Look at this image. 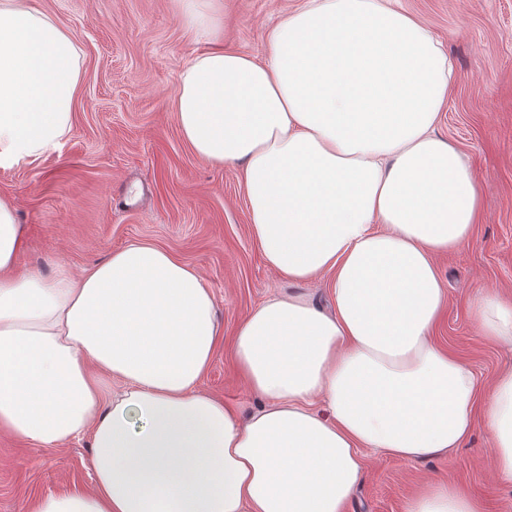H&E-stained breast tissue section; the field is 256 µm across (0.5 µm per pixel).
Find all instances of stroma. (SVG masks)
Masks as SVG:
<instances>
[{
  "mask_svg": "<svg viewBox=\"0 0 512 512\" xmlns=\"http://www.w3.org/2000/svg\"><path fill=\"white\" fill-rule=\"evenodd\" d=\"M427 22L456 68L439 134L471 165L481 192L470 241L437 259L447 295L433 336L489 386L512 370V347L481 336L470 306L481 290L512 303V0H399ZM71 32L81 80L60 151L0 169V197L23 228L15 270L80 275L133 243L163 248L212 291L220 336L199 388L242 413L263 404L240 372L234 335L287 278L263 261L250 233L237 167L199 158L179 130L173 99L206 36L183 22L177 0H31ZM300 0H216L225 46L267 58L269 31ZM484 416L450 456L419 461L367 454L343 512H405L426 482L452 481L484 512H512V487L493 476ZM83 437L36 448L0 431V512L92 483Z\"/></svg>",
  "mask_w": 512,
  "mask_h": 512,
  "instance_id": "35a3bbf8",
  "label": "stroma"
}]
</instances>
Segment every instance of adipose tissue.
Listing matches in <instances>:
<instances>
[{"label":"adipose tissue","mask_w":512,"mask_h":512,"mask_svg":"<svg viewBox=\"0 0 512 512\" xmlns=\"http://www.w3.org/2000/svg\"><path fill=\"white\" fill-rule=\"evenodd\" d=\"M268 51L194 55L174 110L195 154L240 166L266 265L299 284L328 275L330 309L286 292L239 325L237 365L265 401L240 418L199 389L219 331L194 268L136 244L77 278L15 275L22 231L0 198V430L93 449L91 486L33 512H342L365 451L452 452L480 411L493 473L512 484V372L481 392L432 336L447 303L436 259L480 214L471 166L436 133L452 61L393 0H303ZM80 75L70 32L0 0L1 169L59 148ZM472 315L512 346V306L488 291ZM406 512L483 506L428 483Z\"/></svg>","instance_id":"ef3b65f1"}]
</instances>
